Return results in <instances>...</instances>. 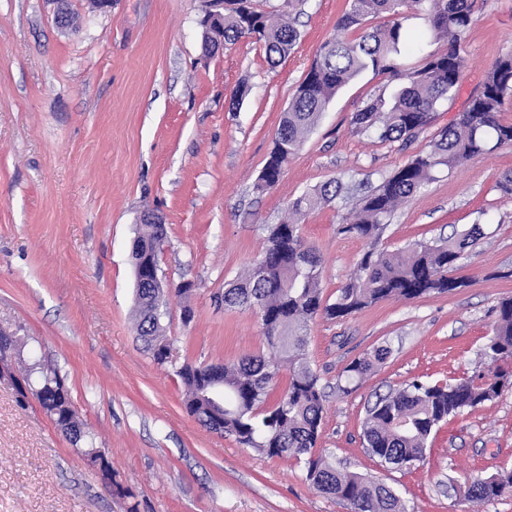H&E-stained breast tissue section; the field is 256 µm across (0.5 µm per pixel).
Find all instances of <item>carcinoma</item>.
<instances>
[{"instance_id":"cac0c4a2","label":"carcinoma","mask_w":512,"mask_h":512,"mask_svg":"<svg viewBox=\"0 0 512 512\" xmlns=\"http://www.w3.org/2000/svg\"><path fill=\"white\" fill-rule=\"evenodd\" d=\"M409 9L424 11L431 36L445 41L446 49L428 55L421 67L405 75V85L392 94L381 92L369 98L353 114L351 126L358 134L375 132L382 140L398 141L431 124L438 107L459 86L464 66L461 37L472 22L470 0H349L337 28L361 29L363 33L354 41L333 37L320 44L315 61L282 115L256 191L263 193L278 184L288 160L299 150L321 112L352 77L366 69L393 75L401 72L403 19ZM379 15L391 17V23L366 28V22ZM299 37L292 23L274 20L253 0H224V26L215 29L214 38L205 40L206 53L214 54L221 47L248 39L262 46L268 62L275 66L288 56ZM511 100L510 54L495 62L481 92L429 150L386 179L364 198L354 220L340 225L339 232L368 240L373 248L362 255L353 276L337 290L332 302L323 295L320 260L301 235L300 219L337 196L340 183L329 180L296 198L288 207V217L269 229L261 258L244 278L224 289V306L262 315L269 353L220 366L224 376L222 410L199 397L215 365L183 364L177 375L186 389V411L207 428L218 427L240 444L269 457L306 458L307 479L313 488L343 503L349 512H400V500L391 487L370 476L341 470L316 453L325 392L305 356L310 323L317 318H345L388 298L413 300L467 286L452 272L465 249L482 235L477 224L466 233L432 243L414 242L398 252L380 251L374 244L397 206L434 180L442 169L483 155L494 146L512 145V123L501 119L505 103ZM165 238V225H143L134 239L133 261L140 262L146 252H161ZM161 295L149 276L136 280L137 334L153 361L163 366L169 362L170 341L153 315ZM486 349L498 363L491 378L479 375L445 384L414 379L378 399L368 409L362 428L368 454L386 465L403 460L409 469L425 460L428 441L442 422L493 400L512 382V298L500 302ZM389 355L387 346L374 348L346 367V378L363 379ZM282 368L288 370V385L270 403V387ZM60 378L57 369L37 365L27 371L24 381L69 441L75 446H89L85 456L90 464H107L105 454L93 448L68 387L57 385ZM508 493L512 494V469L474 480L467 495L490 501Z\"/></svg>"}]
</instances>
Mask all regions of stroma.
Masks as SVG:
<instances>
[{
  "instance_id": "35a3bbf8",
  "label": "stroma",
  "mask_w": 512,
  "mask_h": 512,
  "mask_svg": "<svg viewBox=\"0 0 512 512\" xmlns=\"http://www.w3.org/2000/svg\"><path fill=\"white\" fill-rule=\"evenodd\" d=\"M471 3L459 88L430 126L405 143L353 133V113L399 84L362 71L333 97L279 183L259 195L253 185L281 114L348 0H307L296 17L301 37L275 67L244 40L204 58L202 0H112L104 10L70 0L69 29L57 26L52 0H0V331L18 339L0 369V512H127L133 503L138 512H346L314 490L302 463L201 425L175 373L186 362L267 352L256 313L220 297L260 258L289 202L331 179L339 195L302 220L325 297L370 247L393 252L473 224L483 234L457 262L466 287L311 323L308 359L326 393L318 452L391 486L405 512H512V496L471 501L463 488L465 479L512 469V384L441 423L413 468L382 465L362 439L377 396L417 378L456 382L494 369L484 348L499 302L512 297V196L498 186L512 172V146L440 173L395 210L377 244L338 231L512 53V0ZM404 27L405 70L443 51L418 12ZM146 210L168 227L162 277L192 285L163 308L171 342L163 366L135 329L131 247ZM380 345L391 349L385 363L347 380L345 368ZM39 363L65 377L111 479L37 401L17 403L12 377Z\"/></svg>"
}]
</instances>
